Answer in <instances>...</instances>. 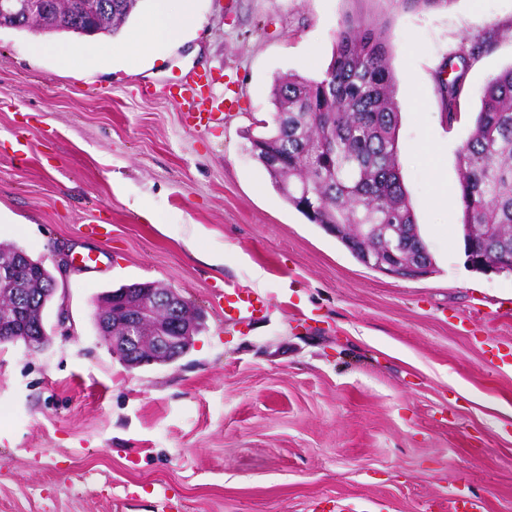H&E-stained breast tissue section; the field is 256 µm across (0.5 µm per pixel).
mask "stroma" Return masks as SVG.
<instances>
[{
    "mask_svg": "<svg viewBox=\"0 0 512 512\" xmlns=\"http://www.w3.org/2000/svg\"><path fill=\"white\" fill-rule=\"evenodd\" d=\"M357 7L390 33L398 160L436 263L420 279L360 263L249 151L274 78L325 70ZM194 8L159 55L112 58L149 0L117 36L54 34L95 48L75 67L37 53L43 33L0 28V243L42 259L68 310H49L43 350L0 345V512H157L162 490L179 512H430L460 489L473 512H512V274L468 267L458 198L479 91L512 67V0ZM475 35L492 47L450 124L434 74ZM190 81L232 112L195 127ZM135 282L202 311L178 360L129 369L99 336L96 296ZM218 287L268 310L225 321Z\"/></svg>",
    "mask_w": 512,
    "mask_h": 512,
    "instance_id": "obj_1",
    "label": "stroma"
}]
</instances>
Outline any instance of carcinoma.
Returning a JSON list of instances; mask_svg holds the SVG:
<instances>
[{
	"instance_id": "1",
	"label": "carcinoma",
	"mask_w": 512,
	"mask_h": 512,
	"mask_svg": "<svg viewBox=\"0 0 512 512\" xmlns=\"http://www.w3.org/2000/svg\"><path fill=\"white\" fill-rule=\"evenodd\" d=\"M142 0H112L95 34L116 35ZM101 0H69L63 13L96 11ZM34 28L47 33L81 34L76 21L65 26L50 15ZM387 27L357 11L334 34L327 68L314 77L288 73L275 79L272 126L250 139V151L282 157L267 173L289 206L311 223L390 228L415 224L398 163L399 105L390 65ZM488 37L475 36L466 52L448 58V77L438 74L437 92L448 124L461 113L468 62L488 50ZM471 132L458 157L462 230L489 224L476 236L474 255L488 253L512 272V67L489 79ZM18 296L30 301L50 286L49 271L32 257L24 260Z\"/></svg>"
}]
</instances>
